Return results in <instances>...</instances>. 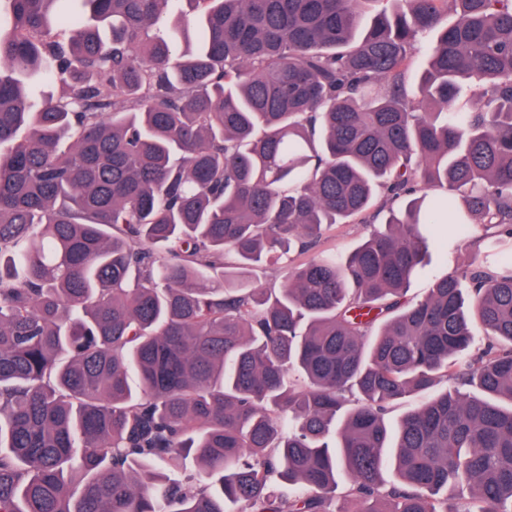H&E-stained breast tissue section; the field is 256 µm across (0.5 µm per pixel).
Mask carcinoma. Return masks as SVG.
I'll return each mask as SVG.
<instances>
[{
  "mask_svg": "<svg viewBox=\"0 0 512 512\" xmlns=\"http://www.w3.org/2000/svg\"><path fill=\"white\" fill-rule=\"evenodd\" d=\"M5 2L0 512H512V0ZM365 234V224H336L325 233L320 247L313 255L332 253L345 257L362 242ZM482 233L483 227L476 224L469 236L457 239L454 243L453 253L448 254V262L442 253L430 249L426 258L427 265L422 274L413 280L408 295L422 296L430 288L435 276L450 272L457 266L467 264L476 250L474 241Z\"/></svg>",
  "mask_w": 512,
  "mask_h": 512,
  "instance_id": "1",
  "label": "carcinoma"
}]
</instances>
